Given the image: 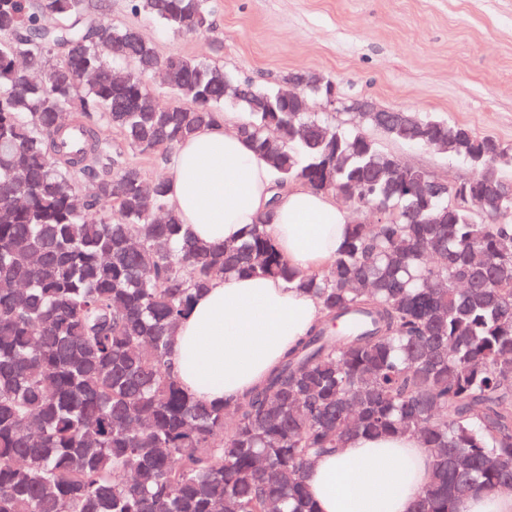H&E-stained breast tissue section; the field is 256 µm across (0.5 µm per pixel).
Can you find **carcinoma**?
Listing matches in <instances>:
<instances>
[{
    "mask_svg": "<svg viewBox=\"0 0 512 512\" xmlns=\"http://www.w3.org/2000/svg\"><path fill=\"white\" fill-rule=\"evenodd\" d=\"M107 0H0V512H317L304 481L349 438L409 433L432 454L414 512H459L512 487V148L417 112L382 134L476 171L441 182L366 130L298 112L279 90L106 20ZM186 35L211 0H131ZM165 70L161 108L138 72ZM277 187L349 194L358 214L324 269L290 265L267 232L193 238L128 156L167 159L216 122L224 81ZM119 132L123 146L102 137ZM279 279L322 315L255 386L197 400L172 348L222 276Z\"/></svg>",
    "mask_w": 512,
    "mask_h": 512,
    "instance_id": "obj_1",
    "label": "carcinoma"
}]
</instances>
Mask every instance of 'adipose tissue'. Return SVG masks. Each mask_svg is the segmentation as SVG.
Here are the masks:
<instances>
[{"mask_svg": "<svg viewBox=\"0 0 512 512\" xmlns=\"http://www.w3.org/2000/svg\"><path fill=\"white\" fill-rule=\"evenodd\" d=\"M239 112H227L179 144L169 163V202L205 243L240 239L277 198L269 232L293 266L313 272L335 257L348 232L347 212L325 193L292 184L273 193L274 176L235 132ZM321 316L308 293L268 277L226 276L198 295L173 346L180 382L213 403L250 388ZM432 465L410 434L350 438L321 457L305 484L318 512H412Z\"/></svg>", "mask_w": 512, "mask_h": 512, "instance_id": "adipose-tissue-1", "label": "adipose tissue"}]
</instances>
